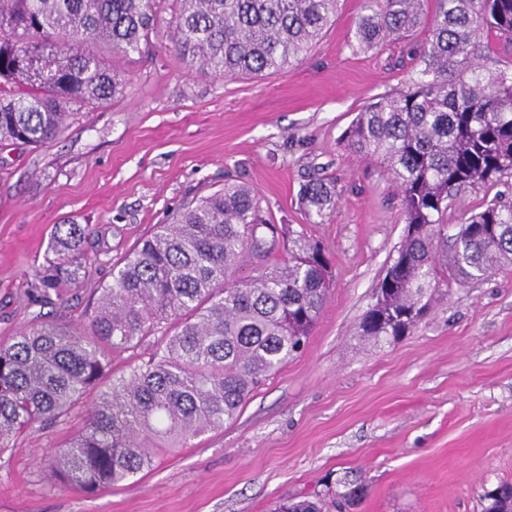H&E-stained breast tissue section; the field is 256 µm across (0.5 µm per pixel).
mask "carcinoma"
I'll list each match as a JSON object with an SVG mask.
<instances>
[{"label":"carcinoma","instance_id":"cac0c4a2","mask_svg":"<svg viewBox=\"0 0 512 512\" xmlns=\"http://www.w3.org/2000/svg\"><path fill=\"white\" fill-rule=\"evenodd\" d=\"M173 51L215 77H263L301 61L336 21L340 0H176ZM156 0H0V146L55 140L73 112L122 94L107 56L142 54L158 27ZM412 45L416 70L377 98L343 137L353 157L378 165L400 198L406 235L389 282L362 318L379 344L409 333L441 288L486 279L512 264V200L496 195L452 236L444 216L460 192L512 181V68L486 65L483 34L512 41V0H363L350 46ZM319 217L332 203L321 178L300 192ZM288 235V259L248 281L243 257L265 256ZM88 228L55 227L54 258L28 293L48 302L79 288L92 262ZM329 288L325 249L266 219L256 192L226 184L169 224L155 225L112 264V283L80 327L35 322L0 343V455L12 437L88 411L85 426L51 449L44 469L95 494L150 468L155 458L232 422L252 390L301 352ZM151 346L148 360L110 377L111 356ZM485 512H512V487L486 495Z\"/></svg>","mask_w":512,"mask_h":512}]
</instances>
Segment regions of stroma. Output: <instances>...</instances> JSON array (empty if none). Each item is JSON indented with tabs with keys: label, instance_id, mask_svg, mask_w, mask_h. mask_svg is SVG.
I'll use <instances>...</instances> for the list:
<instances>
[{
	"label": "stroma",
	"instance_id": "stroma-1",
	"mask_svg": "<svg viewBox=\"0 0 512 512\" xmlns=\"http://www.w3.org/2000/svg\"><path fill=\"white\" fill-rule=\"evenodd\" d=\"M176 0H158L149 53L118 62L122 95L70 117L35 149L0 150V341L34 321L85 325L112 262L154 226L228 181L250 184L277 224L303 227L332 267L306 349L268 377L223 430L161 455L135 482L86 496L42 469L83 414L15 436L0 455V512H273L287 498L345 512H483L512 485V265L437 292L410 333L373 346L359 322L406 226L391 181L341 139L358 112L413 75L406 43L350 46L360 0L305 58L224 79L186 68L168 40ZM332 182L327 217L308 212L309 177ZM88 226L100 261L48 303L27 289L51 258L54 225Z\"/></svg>",
	"mask_w": 512,
	"mask_h": 512
}]
</instances>
